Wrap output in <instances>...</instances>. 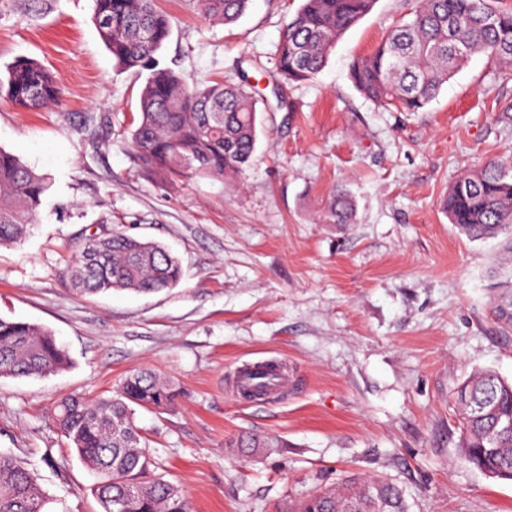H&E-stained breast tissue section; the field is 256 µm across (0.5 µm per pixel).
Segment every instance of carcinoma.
Instances as JSON below:
<instances>
[{
    "instance_id": "1",
    "label": "carcinoma",
    "mask_w": 512,
    "mask_h": 512,
    "mask_svg": "<svg viewBox=\"0 0 512 512\" xmlns=\"http://www.w3.org/2000/svg\"><path fill=\"white\" fill-rule=\"evenodd\" d=\"M250 0H198L202 15L229 24ZM497 0H419L412 18L393 27L375 50L357 59L351 79L373 102L418 112L469 58L482 53L512 69V9ZM375 0H304L277 46L274 81L313 78L344 33ZM93 23L119 71L145 75L140 112L130 131L141 168L165 175L224 178L241 173L255 152L261 120L252 91L214 82L191 85L162 64L171 34L157 0H94ZM62 98L41 63L19 58L0 77V99L36 109ZM50 188L48 177L0 148V245L21 241ZM450 223L470 240L506 236L512 264V156L464 172L444 199ZM335 224L353 222L348 194L334 195ZM79 253L68 270L75 290L152 293L181 279L178 259L163 245L115 231ZM492 316L512 328V271L490 284ZM70 364L54 334L0 316V377L44 376ZM175 386L151 370L127 376L110 397L71 394L57 404L56 421L97 476L93 493L102 512H190L185 491L154 474V461L135 423L136 409L174 404ZM460 416V457L484 476L512 481V381L491 370L471 372L454 390ZM46 496L23 459L0 452V512H43ZM293 512H409L402 490L381 476L350 478L319 489Z\"/></svg>"
}]
</instances>
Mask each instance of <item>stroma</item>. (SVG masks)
<instances>
[{
  "label": "stroma",
  "mask_w": 512,
  "mask_h": 512,
  "mask_svg": "<svg viewBox=\"0 0 512 512\" xmlns=\"http://www.w3.org/2000/svg\"><path fill=\"white\" fill-rule=\"evenodd\" d=\"M302 4L251 0L224 25L193 0H158L172 23L162 61L192 83L256 86L263 119L242 174L162 180L129 142L144 79L116 71L93 0H0V70L33 58L65 90L36 111L0 101V147L52 181L31 235L0 247V316L48 328L71 357L53 375L0 378V451L32 465L45 512H100L58 402L111 395L143 368L179 391L136 424L192 512H293L351 474L396 482L410 512H512V483L460 460L451 400L476 369L512 380V331L489 306L499 242L469 240L441 204L464 171L512 154V79L477 54L422 111L376 105L352 64L417 5L376 0L314 78L272 95L276 46ZM339 189L354 223L327 220ZM113 231L166 246L179 285L78 295L69 262ZM262 359L292 367L298 390L233 396V370ZM249 433L264 447L233 450Z\"/></svg>",
  "instance_id": "stroma-1"
}]
</instances>
